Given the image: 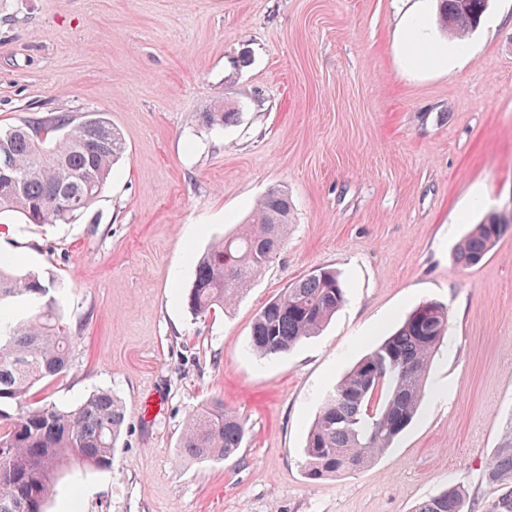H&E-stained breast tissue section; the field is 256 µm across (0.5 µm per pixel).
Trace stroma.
Returning <instances> with one entry per match:
<instances>
[{"mask_svg": "<svg viewBox=\"0 0 512 512\" xmlns=\"http://www.w3.org/2000/svg\"><path fill=\"white\" fill-rule=\"evenodd\" d=\"M437 0H5L0 128L103 114L125 142L70 224L0 213V259L53 278L76 337L27 404L107 390L125 423L111 468H69L48 512H412L457 483L473 512L512 423V234L477 266L458 243L512 210V0L463 37ZM224 104L237 123L203 114ZM273 187L293 222L227 309L193 316L197 259ZM346 301L321 335L261 358L252 321L314 269ZM447 306L412 425L365 468L308 480L306 435L345 372L419 303ZM214 398L246 423L229 460L180 458Z\"/></svg>", "mask_w": 512, "mask_h": 512, "instance_id": "obj_1", "label": "stroma"}]
</instances>
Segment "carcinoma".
<instances>
[{"label":"carcinoma","mask_w":512,"mask_h":512,"mask_svg":"<svg viewBox=\"0 0 512 512\" xmlns=\"http://www.w3.org/2000/svg\"><path fill=\"white\" fill-rule=\"evenodd\" d=\"M488 0H440L439 25L463 34L474 30ZM237 113L217 105L204 113L224 126ZM125 149L120 133L101 114L76 120L65 113L0 129V154L14 162V177L0 179V211L30 224L67 223L83 215L103 191L114 161ZM288 193L270 189L242 232L215 243L197 263L186 296L191 313L206 316L230 304L251 278L265 270L284 244L290 222ZM512 229V211L491 212L464 237L460 266L480 264ZM53 282L0 268V512H47L65 466L110 468L125 421L121 400L99 391L74 409L51 404L24 407L28 392L70 364L74 336L56 314ZM19 300L42 303L26 320L3 312ZM336 270L316 269L270 298L254 317L250 347L261 356L288 352L318 334L343 305ZM448 331V310L418 304L382 344L359 360L327 395L304 448L312 480L355 472L389 448L412 422L423 396L434 352ZM247 432L245 421L215 399L188 415L179 457L228 460ZM499 488L492 512H512V431L494 450L486 472ZM413 512H472L463 486L452 484L422 500Z\"/></svg>","instance_id":"obj_1"}]
</instances>
